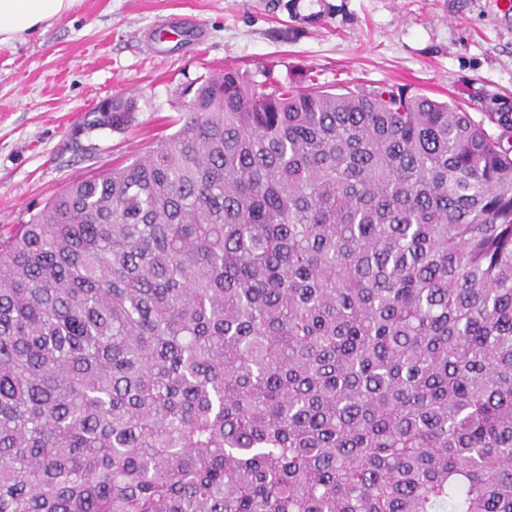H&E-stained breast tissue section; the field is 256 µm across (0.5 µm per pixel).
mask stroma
Here are the masks:
<instances>
[{
    "instance_id": "1",
    "label": "stroma",
    "mask_w": 512,
    "mask_h": 512,
    "mask_svg": "<svg viewBox=\"0 0 512 512\" xmlns=\"http://www.w3.org/2000/svg\"><path fill=\"white\" fill-rule=\"evenodd\" d=\"M77 0L46 30L0 44V233L99 168L147 152L209 73L327 86L407 84L441 101L512 93L507 0ZM186 16L200 34L163 35ZM132 121L94 126L105 100ZM102 108L110 109V112H103ZM98 110L106 116V120L99 125H107L114 130H119L131 121L136 111V103L133 99H109L103 102L95 112Z\"/></svg>"
}]
</instances>
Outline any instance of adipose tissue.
Returning <instances> with one entry per match:
<instances>
[{
  "label": "adipose tissue",
  "instance_id": "ef3b65f1",
  "mask_svg": "<svg viewBox=\"0 0 512 512\" xmlns=\"http://www.w3.org/2000/svg\"><path fill=\"white\" fill-rule=\"evenodd\" d=\"M75 0H0V42L32 34L66 14Z\"/></svg>",
  "mask_w": 512,
  "mask_h": 512
}]
</instances>
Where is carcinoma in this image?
I'll list each match as a JSON object with an SVG mask.
<instances>
[{
	"label": "carcinoma",
	"instance_id": "cac0c4a2",
	"mask_svg": "<svg viewBox=\"0 0 512 512\" xmlns=\"http://www.w3.org/2000/svg\"><path fill=\"white\" fill-rule=\"evenodd\" d=\"M481 112L226 68L0 235V512H512V97Z\"/></svg>",
	"mask_w": 512,
	"mask_h": 512
}]
</instances>
